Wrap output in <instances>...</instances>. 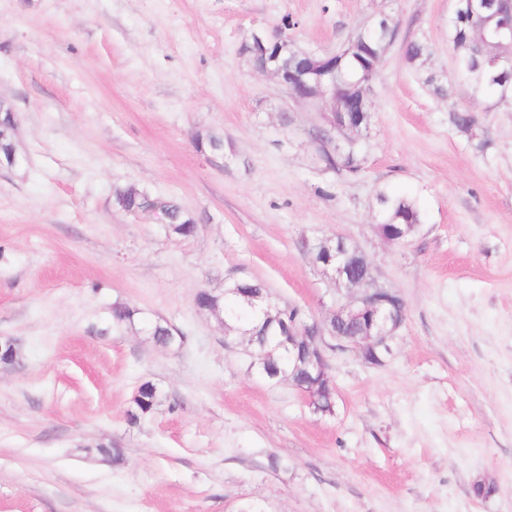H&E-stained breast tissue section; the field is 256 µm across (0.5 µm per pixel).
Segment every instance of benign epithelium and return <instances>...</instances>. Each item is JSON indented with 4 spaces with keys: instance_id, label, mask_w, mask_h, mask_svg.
Listing matches in <instances>:
<instances>
[{
    "instance_id": "benign-epithelium-1",
    "label": "benign epithelium",
    "mask_w": 512,
    "mask_h": 512,
    "mask_svg": "<svg viewBox=\"0 0 512 512\" xmlns=\"http://www.w3.org/2000/svg\"><path fill=\"white\" fill-rule=\"evenodd\" d=\"M466 6L473 15L493 11V16L500 18L498 29L512 32V0H467ZM288 45L286 38L254 30L245 48L250 54L264 56L268 48L275 49L269 58L270 67L267 71L277 78L292 98L325 107L323 120L328 128V140L318 144V149H334L336 137L348 139L356 133L354 120H347L345 116L353 112L370 111L371 81L358 86L348 82L334 68L319 72L325 61L322 55L315 52L305 53L306 63L301 68L284 72L276 66V62L280 54L288 50ZM308 253L325 256L316 265L336 283L337 291L344 292L346 296L344 300L336 299L328 313L344 322L368 318V328L359 337L346 340L337 334L336 328L328 325L308 344L310 362L316 369L317 377L328 382L332 380L329 354L351 352L364 359L378 348L389 349V342L402 325L405 312L398 307L399 294L393 289L378 285L372 277L364 282L352 278L350 258L358 254L359 250L346 238H317L308 248Z\"/></svg>"
}]
</instances>
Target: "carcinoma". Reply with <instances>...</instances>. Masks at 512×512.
Segmentation results:
<instances>
[{
    "instance_id": "cac0c4a2",
    "label": "carcinoma",
    "mask_w": 512,
    "mask_h": 512,
    "mask_svg": "<svg viewBox=\"0 0 512 512\" xmlns=\"http://www.w3.org/2000/svg\"><path fill=\"white\" fill-rule=\"evenodd\" d=\"M498 20L470 18L466 12L465 3H460L449 21L450 40L459 50L457 59L458 69L467 75L476 90L484 94L491 93L506 98L512 91V75L502 73L492 77L483 68H476L475 61L481 59L486 52L512 55V37L496 32ZM395 28H385L377 22L360 30L343 48L345 58L342 61L343 73L350 81L357 80L363 70V64L380 60L387 45L391 42ZM372 123V113L361 117V130L354 136L349 145L332 164L334 172L341 174H357L363 169V143L366 133ZM117 205L128 212H139L146 209H157L167 216L166 222L174 233L183 237H192L197 233L195 220L183 212L172 201L152 198L140 190L130 186L117 190ZM380 207L379 223L383 224L384 235L395 237L399 231L409 229V226L420 224V211L416 202L408 196L382 191L378 195ZM231 290L222 295L201 291L195 298L196 306L202 310L219 305L224 309V319L237 326L246 334L245 348L252 358L250 368L271 384H277L288 375L298 380L304 379L303 363L288 355V351L279 346L280 339L288 334V324H310L305 311L288 304L278 305L266 316L254 309L251 301L256 296L268 295L266 286L258 281H234ZM144 331L159 345L171 347L181 341L172 328L160 322L145 325ZM160 398L157 387L149 381L139 386L132 400L129 416L139 420L149 415Z\"/></svg>"
}]
</instances>
